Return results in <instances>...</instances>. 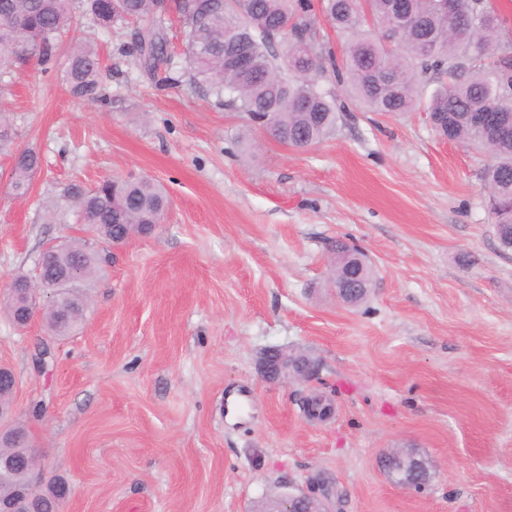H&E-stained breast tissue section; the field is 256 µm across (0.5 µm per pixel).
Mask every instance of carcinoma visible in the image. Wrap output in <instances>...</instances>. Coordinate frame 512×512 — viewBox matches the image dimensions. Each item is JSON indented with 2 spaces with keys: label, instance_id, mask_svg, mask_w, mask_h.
I'll list each match as a JSON object with an SVG mask.
<instances>
[{
  "label": "carcinoma",
  "instance_id": "carcinoma-1",
  "mask_svg": "<svg viewBox=\"0 0 512 512\" xmlns=\"http://www.w3.org/2000/svg\"><path fill=\"white\" fill-rule=\"evenodd\" d=\"M437 0H408L413 20L397 28L391 22L392 0H322L326 21L345 39L342 66L331 49L317 41L298 19L313 11L312 0H0V88L16 65L36 60L47 65L74 22V4L93 25L110 29L147 17L177 13L186 37L192 80L208 88L254 121H262L277 139L296 150L308 149L336 128L338 112L319 77L330 63L336 80H345L354 97L374 112L397 114L426 106L439 136L487 156L483 180L494 233L512 251V139L501 141L475 124L481 104L502 108L501 120L512 127V35L506 20L488 6L477 24H454L438 13ZM380 28L373 36L366 24ZM165 33L160 26L134 31L141 64L155 69L163 61ZM246 52L253 67L243 72L235 56ZM103 67L91 40L72 43L64 80L71 96L83 102L103 100ZM448 77L423 101L420 76ZM14 131L0 113V153L12 157L10 188L27 196L41 167L33 149L12 151ZM64 207L77 212L104 243H122L145 231L154 232L169 205L167 191L148 178L106 179L92 189L71 184L62 193ZM102 255L79 239H69L45 258L43 289L54 293L42 319L54 336L69 335L85 317L81 283L92 278ZM25 276H14V294L0 312L19 325L26 301ZM25 428L4 426L0 456L12 461L0 478V499L13 497L27 484L19 463L34 456ZM67 484L51 477L31 491L37 512H55Z\"/></svg>",
  "mask_w": 512,
  "mask_h": 512
}]
</instances>
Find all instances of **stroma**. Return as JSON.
Listing matches in <instances>:
<instances>
[{"instance_id":"obj_1","label":"stroma","mask_w":512,"mask_h":512,"mask_svg":"<svg viewBox=\"0 0 512 512\" xmlns=\"http://www.w3.org/2000/svg\"><path fill=\"white\" fill-rule=\"evenodd\" d=\"M104 101L73 98L67 48L17 68L4 106L15 146L42 158L25 199L0 156V293L49 244L79 237L42 205L74 181L149 176L171 204L147 236L103 248L80 328L51 336L0 315L14 419L63 512H253L285 489L333 484L341 512H512V251L493 230L481 160L423 112L368 111L326 76L335 131L297 151L190 82L131 54L132 30H94ZM375 272L363 301L331 285L336 242ZM53 360L37 367L39 346ZM302 354L310 377L266 380V350ZM333 403L308 419L306 397ZM424 460L425 490L393 483L392 449Z\"/></svg>"}]
</instances>
